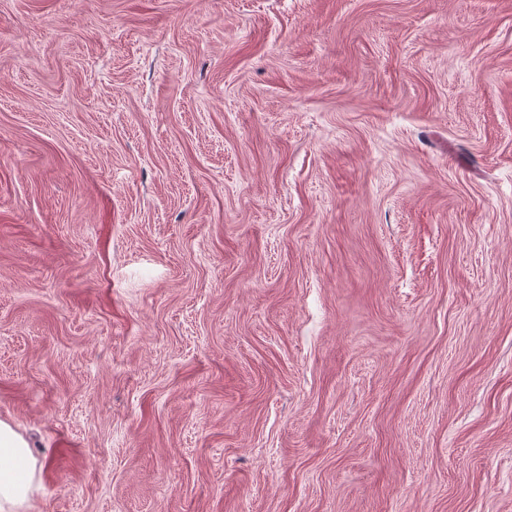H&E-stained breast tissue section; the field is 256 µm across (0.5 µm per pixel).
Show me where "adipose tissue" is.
<instances>
[{
    "instance_id": "adipose-tissue-1",
    "label": "adipose tissue",
    "mask_w": 512,
    "mask_h": 512,
    "mask_svg": "<svg viewBox=\"0 0 512 512\" xmlns=\"http://www.w3.org/2000/svg\"><path fill=\"white\" fill-rule=\"evenodd\" d=\"M40 468L24 435L0 420V512H29Z\"/></svg>"
}]
</instances>
